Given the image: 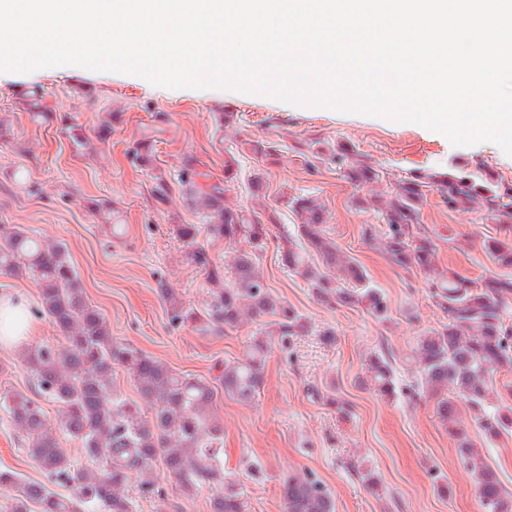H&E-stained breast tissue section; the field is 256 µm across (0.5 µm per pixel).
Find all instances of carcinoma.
<instances>
[{
	"label": "carcinoma",
	"mask_w": 512,
	"mask_h": 512,
	"mask_svg": "<svg viewBox=\"0 0 512 512\" xmlns=\"http://www.w3.org/2000/svg\"><path fill=\"white\" fill-rule=\"evenodd\" d=\"M154 129L142 134L134 160L151 161L149 146ZM350 151L336 146L332 158L344 177L357 189L377 182L379 172L369 163H346ZM207 174L187 164L181 182L194 193L193 201L206 210V232L212 241L228 244L244 240L233 262H215L209 250L195 246L199 229L178 224L175 233L193 247L189 260L202 268L210 291L198 309L178 298L163 279L157 292L167 307L169 323L197 325L222 334L241 323L273 319L277 344L293 355L295 340L309 332V323L296 309L274 297L259 272L257 259L270 237V225L262 214L224 205V187L201 182ZM454 210L478 198L496 224H512V187L485 170H468L457 164L444 174L416 172L399 181L382 210L385 228L368 225L362 236L381 238L390 263L425 274L434 266L435 238L420 222L421 209L430 193ZM286 207L300 219L296 234L280 247L282 264L301 277L323 302L362 308L384 321L390 304L385 292L372 283L365 269L326 236L323 209L308 196H294ZM0 271L31 278L38 288L39 311L47 314L65 340V346H30L20 359L33 376L38 390L59 406L58 428L77 442L84 465L77 467L59 447L55 431L43 407L29 395L14 391L4 398L12 424L24 437L25 451L43 474L41 481L22 480L13 470L0 469V489L14 490L8 512H135L136 501L126 494L131 473L138 474L139 496L161 500L164 488L154 464L182 493L213 489L210 512H247L242 488L224 477L214 448L224 438L223 420L214 413L218 387L224 394L247 404L253 401L263 380L271 343L264 333L249 339L244 357L224 364L220 386L181 376L162 361L112 337L103 317L89 306L67 246H48L14 227L0 228ZM485 251L499 267L512 269V239L489 237ZM432 299L446 319L439 328L416 340L418 375L412 384L399 385L391 359L374 354L362 384L380 396L395 400L404 394H427L437 419L448 428L457 454L471 468L475 489L484 512H512V492L496 470L472 448L468 432L459 420L466 407L492 444L512 435V403L490 401L496 376L512 371V276L496 274L473 281L450 271L428 280ZM121 365L133 376L137 392L153 411L140 407L112 391V367ZM73 485L64 495L55 487ZM284 512H335L334 503L321 481L309 474L288 477L282 485Z\"/></svg>",
	"instance_id": "obj_1"
}]
</instances>
